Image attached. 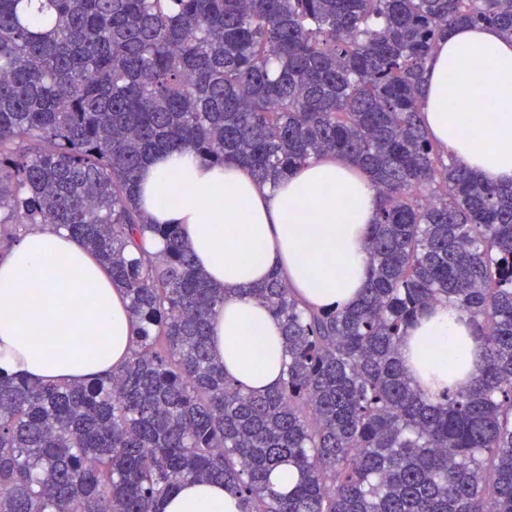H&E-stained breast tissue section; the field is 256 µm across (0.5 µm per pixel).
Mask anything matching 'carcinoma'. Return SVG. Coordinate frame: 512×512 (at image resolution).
Here are the masks:
<instances>
[{
  "instance_id": "1",
  "label": "carcinoma",
  "mask_w": 512,
  "mask_h": 512,
  "mask_svg": "<svg viewBox=\"0 0 512 512\" xmlns=\"http://www.w3.org/2000/svg\"><path fill=\"white\" fill-rule=\"evenodd\" d=\"M459 24L512 38V0H0V248L59 226L137 324L105 376L0 375V512H161L186 481L244 512H512V184L445 154L421 112ZM160 151L273 186L336 156L377 187L356 305L315 308L279 275L242 289L282 327L266 393L212 354L224 295L178 225L132 205ZM440 301L467 314L483 368L433 398L400 346ZM284 466L298 479L279 491Z\"/></svg>"
}]
</instances>
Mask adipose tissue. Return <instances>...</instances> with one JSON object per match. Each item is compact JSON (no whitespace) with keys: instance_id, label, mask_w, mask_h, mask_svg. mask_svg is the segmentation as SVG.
Here are the masks:
<instances>
[{"instance_id":"ef3b65f1","label":"adipose tissue","mask_w":512,"mask_h":512,"mask_svg":"<svg viewBox=\"0 0 512 512\" xmlns=\"http://www.w3.org/2000/svg\"><path fill=\"white\" fill-rule=\"evenodd\" d=\"M493 85L492 124L473 90ZM424 112L434 138L484 180L512 182V39L492 27H456L433 53ZM136 205L152 223L178 225L195 261L226 300L212 320V351L248 391L276 387L286 360L279 323L243 288L279 274L310 303L357 302L367 279V228L380 198L363 172L334 158L277 185L244 167L201 162L189 151L146 162ZM134 321L110 273L66 231L40 225L0 255V371L39 383L83 382L131 351ZM401 358L423 389L469 387L480 348L448 302L411 326ZM220 483L188 481L162 512H242Z\"/></svg>"}]
</instances>
